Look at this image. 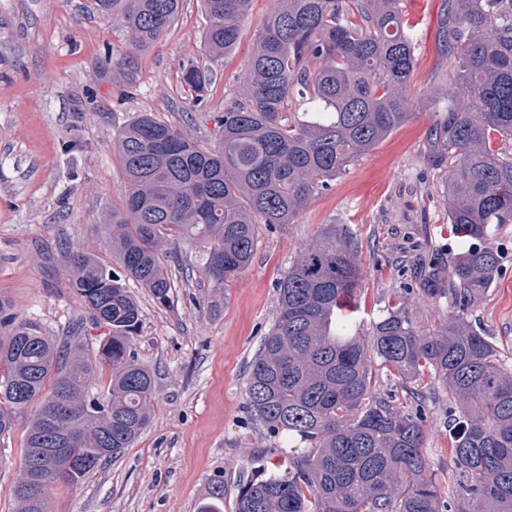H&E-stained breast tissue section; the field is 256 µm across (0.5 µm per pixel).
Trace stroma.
Instances as JSON below:
<instances>
[{
    "mask_svg": "<svg viewBox=\"0 0 512 512\" xmlns=\"http://www.w3.org/2000/svg\"><path fill=\"white\" fill-rule=\"evenodd\" d=\"M442 0H414L407 18L415 47L413 91L443 83L436 32ZM273 0H253L241 36L195 110L181 68L199 57L205 20L200 0H183L177 20L152 47L132 50L123 29L93 0H0V296L15 312L38 318L64 338L83 310L63 269L68 246L111 260L102 229L107 207L120 206L126 183L115 138L142 113L214 142L225 108L240 86L260 22ZM431 106L363 155L314 196L293 223L262 228L252 261L224 285L219 314H209L210 288L185 278L178 263L202 246L186 238L163 256L175 286L169 305L135 289L141 326L132 344L153 373L157 398L150 424L75 486L55 487L49 512H197L210 477L224 474V512H236L240 475L251 455L273 465L274 444L252 420L247 379L263 336L278 311L277 283L327 225L358 238L364 279L358 321L362 332L397 296H408L418 325L449 313L418 295V272L432 255L459 250L443 206L445 173L429 158ZM74 138L84 149L71 157ZM503 266L490 291L469 310L473 326L512 361V225L496 238ZM448 394L426 392V453L442 485L456 484L448 457ZM24 430L0 444V512H11L20 474Z\"/></svg>",
    "mask_w": 512,
    "mask_h": 512,
    "instance_id": "obj_1",
    "label": "stroma"
}]
</instances>
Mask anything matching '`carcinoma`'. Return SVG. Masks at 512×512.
<instances>
[{
  "mask_svg": "<svg viewBox=\"0 0 512 512\" xmlns=\"http://www.w3.org/2000/svg\"><path fill=\"white\" fill-rule=\"evenodd\" d=\"M201 2V55L219 65L252 0ZM94 3L144 50L175 22L182 0ZM403 5L274 0L243 76V101L224 109L215 143L148 112L119 132L127 192L105 216L119 268L70 248L65 276L86 316L69 343L56 344L37 318L0 297V440L26 418L14 512H48L50 488L81 482L149 425L155 381L131 351L141 311L130 284L170 302L166 247L181 238L202 243V272L223 293L249 266L260 225L292 223L425 99L444 112L430 129L432 158L448 170V223L468 246L434 265L420 292L429 303L446 301L450 314L424 329L402 296L360 335L358 243L344 229L322 232L278 282V315L251 367L247 403L278 441L270 449L277 463L239 481L237 512H512V363L467 318L501 271L496 231L512 224V0H442L437 44L448 83L419 95L410 91L416 59ZM182 79L193 109L205 98L208 70L190 60ZM295 102L315 111L291 121L285 110ZM88 323L108 336L89 340ZM379 368L415 410L376 393ZM436 385L453 400L454 497L430 473L424 448L418 396ZM197 512H224V473L210 479Z\"/></svg>",
  "mask_w": 512,
  "mask_h": 512,
  "instance_id": "cac0c4a2",
  "label": "carcinoma"
}]
</instances>
